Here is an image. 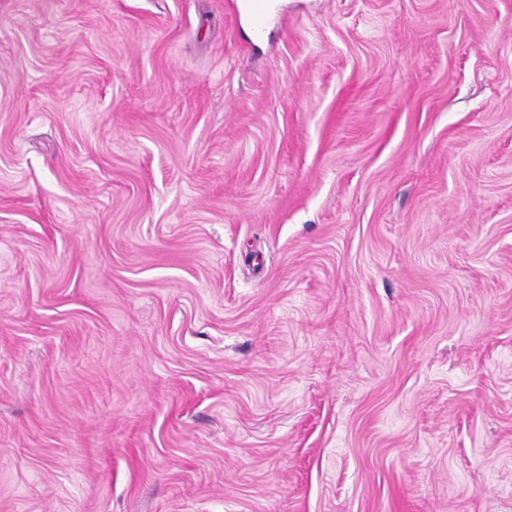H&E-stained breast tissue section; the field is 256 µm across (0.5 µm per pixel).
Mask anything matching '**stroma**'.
<instances>
[{"mask_svg": "<svg viewBox=\"0 0 512 512\" xmlns=\"http://www.w3.org/2000/svg\"><path fill=\"white\" fill-rule=\"evenodd\" d=\"M0 0V512H512V0Z\"/></svg>", "mask_w": 512, "mask_h": 512, "instance_id": "stroma-1", "label": "stroma"}]
</instances>
